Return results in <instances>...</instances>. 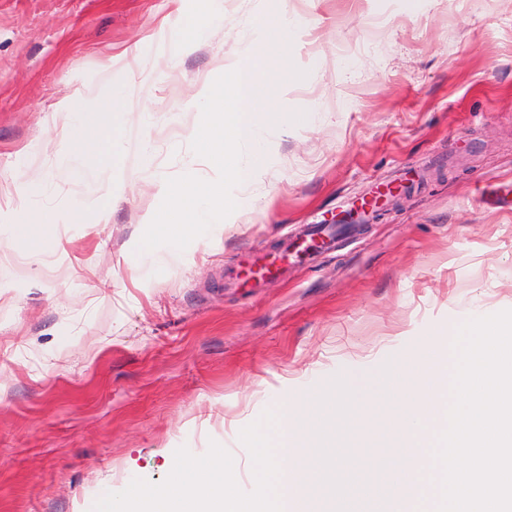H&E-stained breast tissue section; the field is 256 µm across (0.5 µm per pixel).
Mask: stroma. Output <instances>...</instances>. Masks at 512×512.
<instances>
[{
	"label": "stroma",
	"instance_id": "35a3bbf8",
	"mask_svg": "<svg viewBox=\"0 0 512 512\" xmlns=\"http://www.w3.org/2000/svg\"><path fill=\"white\" fill-rule=\"evenodd\" d=\"M223 2V23L177 54V9L207 0H0V222L23 221L8 201L34 171L37 206L86 209L48 225L46 255L5 260L0 512H92L213 441L252 491L239 433L265 410L337 376L374 402L398 359L439 363L459 324L512 309V0H288L306 76L280 78L265 106L281 115L265 169L226 224L141 276L132 259L166 177L213 175L190 148L205 90L253 62L248 33L283 6ZM83 122L103 146L76 178L59 155ZM408 182L334 249L234 287L286 229Z\"/></svg>",
	"mask_w": 512,
	"mask_h": 512
}]
</instances>
